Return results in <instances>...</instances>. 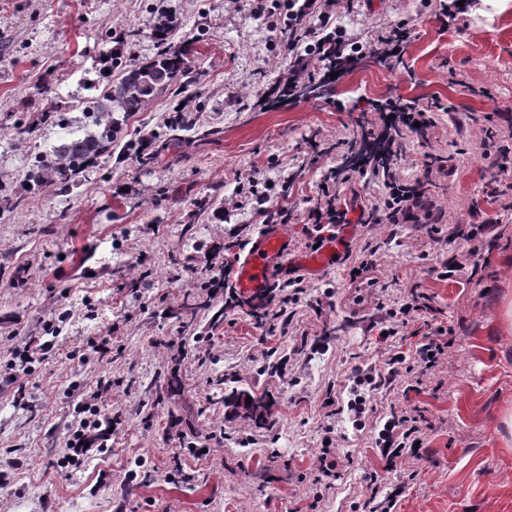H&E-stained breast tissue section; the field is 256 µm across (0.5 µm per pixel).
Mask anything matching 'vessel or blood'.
Here are the masks:
<instances>
[{
    "label": "vessel or blood",
    "mask_w": 512,
    "mask_h": 512,
    "mask_svg": "<svg viewBox=\"0 0 512 512\" xmlns=\"http://www.w3.org/2000/svg\"><path fill=\"white\" fill-rule=\"evenodd\" d=\"M352 233L351 225H344L335 239L329 240L316 252L289 257L287 239L281 232L270 230L252 241L243 259L236 266V286L245 296L263 294L270 286V272L273 267L288 271L294 265H301L311 272L320 271L333 265L344 251Z\"/></svg>",
    "instance_id": "1"
}]
</instances>
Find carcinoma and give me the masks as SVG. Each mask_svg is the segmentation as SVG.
<instances>
[{
    "mask_svg": "<svg viewBox=\"0 0 512 512\" xmlns=\"http://www.w3.org/2000/svg\"><path fill=\"white\" fill-rule=\"evenodd\" d=\"M171 32L170 21L159 19L153 29L158 52L147 62L107 56L110 68L119 70V81L107 83L99 94L82 101L83 119L77 121L73 137L30 158L28 180L33 188L47 184L69 188L73 176L84 172L119 139L123 127L117 113L126 117L141 112L159 92L175 85L183 89L189 85L185 54L172 45Z\"/></svg>",
    "mask_w": 512,
    "mask_h": 512,
    "instance_id": "obj_1",
    "label": "carcinoma"
}]
</instances>
